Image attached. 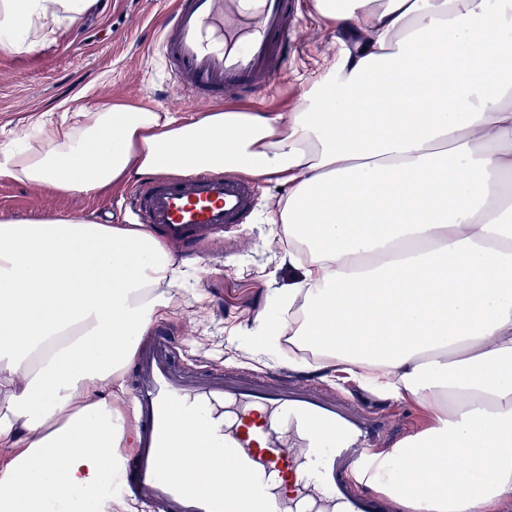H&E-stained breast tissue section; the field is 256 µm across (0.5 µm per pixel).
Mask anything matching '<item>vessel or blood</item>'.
<instances>
[{
  "mask_svg": "<svg viewBox=\"0 0 512 512\" xmlns=\"http://www.w3.org/2000/svg\"><path fill=\"white\" fill-rule=\"evenodd\" d=\"M292 0H176L160 50L180 93L224 102L275 85L288 55ZM255 190L235 177L196 172L147 177L129 204L165 241L198 249L243 222ZM158 335L135 351V451L120 482L148 512H389L361 482L386 419L338 393L257 374L178 375ZM217 449L224 480L198 471Z\"/></svg>",
  "mask_w": 512,
  "mask_h": 512,
  "instance_id": "1",
  "label": "vessel or blood"
}]
</instances>
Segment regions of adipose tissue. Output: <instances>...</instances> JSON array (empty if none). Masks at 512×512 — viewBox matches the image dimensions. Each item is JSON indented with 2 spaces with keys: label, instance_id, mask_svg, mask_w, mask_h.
<instances>
[{
  "label": "adipose tissue",
  "instance_id": "1",
  "mask_svg": "<svg viewBox=\"0 0 512 512\" xmlns=\"http://www.w3.org/2000/svg\"><path fill=\"white\" fill-rule=\"evenodd\" d=\"M96 0H0V48ZM357 40L294 112L126 102L35 118L0 181L94 195L150 173L284 187L302 277L262 311L292 366L353 373L431 428L377 454L397 512H512V0H313ZM184 263L143 224L0 216V512H105L131 437L118 373Z\"/></svg>",
  "mask_w": 512,
  "mask_h": 512
}]
</instances>
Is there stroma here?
Masks as SVG:
<instances>
[{"mask_svg": "<svg viewBox=\"0 0 512 512\" xmlns=\"http://www.w3.org/2000/svg\"><path fill=\"white\" fill-rule=\"evenodd\" d=\"M172 7L173 0H98L97 9L54 41L23 53L0 49V155L10 150L13 132L27 127L34 116L70 112L81 104L121 100L188 117L212 111V104L174 90L160 55L159 32ZM294 26L277 91L261 93L252 110L295 111L304 92L349 47L336 28L315 14L311 0H297ZM256 190V206L244 223L225 228L221 243L185 257L186 282L151 325L155 331L170 328L177 372L201 377L227 368L263 375L292 371L296 380L383 412L389 422L388 448L427 428L430 417L421 407L378 395L349 374L290 370L287 344L266 354L252 353L257 312L301 276L299 269L282 262L264 222L265 205L279 195L278 186L260 183ZM120 195L113 188L93 196H66L0 181V215L37 221L66 214L95 216L105 224L135 223L131 210L117 206Z\"/></svg>", "mask_w": 512, "mask_h": 512, "instance_id": "stroma-1", "label": "stroma"}]
</instances>
